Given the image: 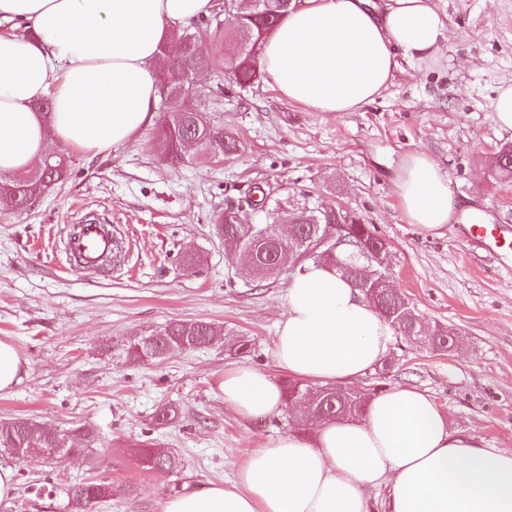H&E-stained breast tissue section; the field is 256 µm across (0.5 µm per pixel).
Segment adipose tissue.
<instances>
[{
	"instance_id": "1",
	"label": "adipose tissue",
	"mask_w": 512,
	"mask_h": 512,
	"mask_svg": "<svg viewBox=\"0 0 512 512\" xmlns=\"http://www.w3.org/2000/svg\"><path fill=\"white\" fill-rule=\"evenodd\" d=\"M212 0H0V181L35 168L49 143L116 151L157 118L162 44L213 9ZM447 28L431 0H292L259 51L289 102L354 112L392 82L400 60L438 61ZM50 100V112L38 111ZM409 223L431 235L482 224L448 192L429 155H412L395 183ZM395 330L329 265L297 269L272 355L293 379H360ZM224 406L242 418L281 412L282 387L263 370L225 369ZM512 512V451L451 429L432 397L396 385L361 418L319 422L252 449L232 480L167 498L162 512Z\"/></svg>"
}]
</instances>
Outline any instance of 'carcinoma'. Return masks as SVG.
Instances as JSON below:
<instances>
[{"label": "carcinoma", "instance_id": "obj_1", "mask_svg": "<svg viewBox=\"0 0 512 512\" xmlns=\"http://www.w3.org/2000/svg\"><path fill=\"white\" fill-rule=\"evenodd\" d=\"M291 0H224L225 9L237 15V27L231 37L219 36L222 27L209 23L203 16L190 25L192 32L177 36L161 46L157 65L162 75L160 93L167 96L181 92L193 83L194 76L204 71H225L237 84L244 86L258 77V50L262 42L287 15ZM198 103L168 113L167 119L155 137L157 151L167 161H183L182 143L186 138L197 141L195 154L209 159H222L243 148L237 136L215 126L203 108L204 89L196 91ZM69 156L58 144L47 146L43 160L30 172L8 182H0V201L22 211L34 199L55 184L66 179ZM243 208L229 209L219 219L224 244L235 249L238 271L247 280H258L271 272V266H313L330 262L336 271L350 279L362 294L377 289L380 311L392 313L389 323L408 340H420L433 348H447L442 328L422 329L419 314L409 306L401 294L388 291L380 281L389 275L390 252L387 244L378 238L369 225L347 213L345 235L348 244L340 260H335L328 248L321 245L326 225L335 217V209L319 204L303 203L288 213L287 224H253L241 217ZM222 331L204 321H171L152 336L151 357L157 358L167 348L197 349L221 339ZM302 394H309L311 406H287L291 421L298 425L316 424L332 419L337 414L360 417L367 412L370 394L343 386L323 387L314 392L297 383L290 386ZM58 447L55 434L40 423L24 418L0 422V450L11 455L26 448H39L52 457ZM143 467L150 471L174 473L183 467L182 460L170 453L141 451ZM112 482L104 479L82 480L66 491L68 506L73 512H86L94 503L112 497Z\"/></svg>", "mask_w": 512, "mask_h": 512}]
</instances>
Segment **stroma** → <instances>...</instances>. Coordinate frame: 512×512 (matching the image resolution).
<instances>
[{
	"label": "stroma",
	"instance_id": "obj_1",
	"mask_svg": "<svg viewBox=\"0 0 512 512\" xmlns=\"http://www.w3.org/2000/svg\"><path fill=\"white\" fill-rule=\"evenodd\" d=\"M432 4L448 28L440 63H402L358 111L289 102L264 75L242 89L227 74H205L200 85L221 90L205 108L238 135V154L174 165L155 152L152 126L115 152L71 151L64 182L24 213L0 209V340L27 362L21 381L0 391V422L27 417L97 434L74 460L0 452L17 480L0 512H71L66 490L87 478L115 488L91 512H161L169 496L223 482L253 448L291 432L285 414L244 419L219 392L226 368L277 371L272 342L293 273L241 279L217 230L228 206L260 187L357 213L389 246L394 288L457 338L452 350L435 351L395 337L353 388L417 387L451 428L512 450V260L470 250L465 225L433 236L409 224L394 189L406 158L428 154L447 173L449 194L512 234V179L494 167L512 132L499 129L491 106L512 83V0ZM88 211L111 225L125 255L101 273L65 272L66 229ZM187 254L195 265L184 264ZM173 320L205 321L224 336L159 359L128 356L130 343ZM165 405L178 415L163 423L156 415ZM144 448L178 454L183 469L145 470Z\"/></svg>",
	"mask_w": 512,
	"mask_h": 512
}]
</instances>
